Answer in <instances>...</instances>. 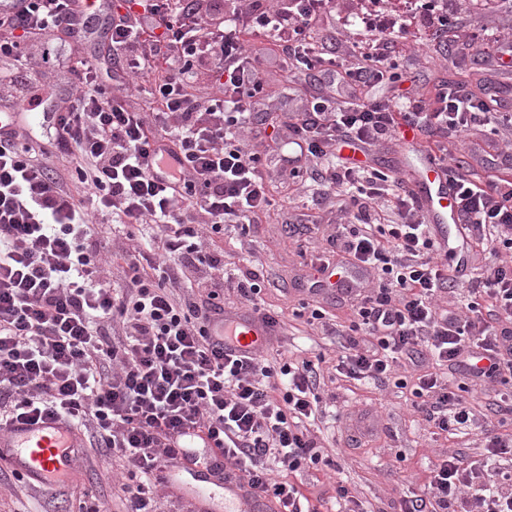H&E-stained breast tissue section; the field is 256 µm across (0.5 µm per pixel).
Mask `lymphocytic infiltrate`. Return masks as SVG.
Segmentation results:
<instances>
[{"label":"lymphocytic infiltrate","instance_id":"obj_1","mask_svg":"<svg viewBox=\"0 0 512 512\" xmlns=\"http://www.w3.org/2000/svg\"><path fill=\"white\" fill-rule=\"evenodd\" d=\"M333 10L334 0H100L92 9L19 0L0 10L1 62L22 58L34 34L88 35L97 11L108 17L113 68L150 79L153 108L133 110L100 80L99 65L69 57L66 105L40 140L12 113L16 81L0 75V432L50 418L90 435L128 472L124 512H156L151 476L198 448L221 453L280 512H304L296 477L323 459L305 425L320 403L315 364L270 363L224 333L225 288L254 304L260 276L227 273L219 240L225 225L254 223L270 206L248 143L268 92L245 33L272 39L282 67L332 73L348 91L288 115L292 145L321 162V194L355 188L318 271L340 250L342 273L381 280L344 291L356 319L337 372L383 381L409 366L427 419L464 435L478 425L469 386L512 380V183L470 181L448 160L467 240L493 260L470 302L445 305L448 257L414 194L391 192L379 171L340 156L397 138L403 123L454 137L491 123L484 100L452 85L433 107L408 93L391 105L355 101L393 79L392 39L410 31L425 45L440 40L448 10L398 0L390 18L358 12L366 38L351 64L326 56L310 33ZM204 84L218 95H201ZM169 156L178 166L163 182L154 171ZM427 360L459 383L421 371ZM270 458L282 478L271 477ZM401 512H512V439L490 438L478 459L443 453Z\"/></svg>","mask_w":512,"mask_h":512}]
</instances>
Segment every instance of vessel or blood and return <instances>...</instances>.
Returning <instances> with one entry per match:
<instances>
[{
  "label": "vessel or blood",
  "mask_w": 512,
  "mask_h": 512,
  "mask_svg": "<svg viewBox=\"0 0 512 512\" xmlns=\"http://www.w3.org/2000/svg\"><path fill=\"white\" fill-rule=\"evenodd\" d=\"M418 180L415 197L431 228L437 244L449 243L448 224L454 219L456 186L449 181L442 165L430 154H422L416 167ZM238 347L254 349L260 344L266 329L254 314L243 312L233 317L230 326ZM78 445L75 435L63 424L45 420L16 426L0 434V456L17 470L38 482H56L71 471L73 448ZM224 459L213 456L205 465L193 466L198 483L194 489L196 512H207L206 504L213 495L212 476L224 478V501L229 512H271L270 500L258 499L232 476L222 475Z\"/></svg>",
  "instance_id": "vessel-or-blood-1"
}]
</instances>
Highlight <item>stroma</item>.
Wrapping results in <instances>:
<instances>
[{
	"instance_id": "obj_1",
	"label": "stroma",
	"mask_w": 512,
	"mask_h": 512,
	"mask_svg": "<svg viewBox=\"0 0 512 512\" xmlns=\"http://www.w3.org/2000/svg\"><path fill=\"white\" fill-rule=\"evenodd\" d=\"M465 5V10L448 15L449 24L455 28L453 42L435 48L419 43L415 37H406V56L411 63L401 66L400 81L363 90V97L380 101L410 91L431 104L448 84L458 85L479 98L496 84L504 89L497 112L512 114V82L470 48L473 36L486 31L512 36V9L488 8L486 0H465ZM352 8V0H336L335 18L319 23L315 37L334 33L332 45L340 51L347 39L362 38L358 20L349 16ZM43 50V44L36 39L27 46V69L38 73L39 79L26 86L25 94L37 97L42 110L55 112L64 104L62 90L67 72L46 59ZM265 77L276 97L253 114L251 144L260 153H269L271 148L265 135L271 119L282 111L301 108L310 94L330 90L328 78L315 71L291 78L269 63ZM362 162L401 183L403 189H410L399 142L372 147ZM294 170L306 178L316 175L313 161L272 155L263 174L273 194V204L268 213L260 215L255 235L237 230L225 232L226 259L241 269L253 264L264 274L258 304L279 316L265 356L286 352L318 362L317 392L327 414L312 422L310 430L324 442L330 458L339 463L345 485L362 502L365 512H399L403 496L421 492L428 469L449 445L470 452L482 446L484 429L498 434L511 432L512 410L500 402L496 386H475L471 403L481 427L456 437L429 423L413 407L410 391L396 387L394 382L354 385L336 375L334 365L342 337L308 324L300 311L306 305L323 309L339 327L349 325L352 319L351 304L337 301L332 289L312 288L311 261L325 247L338 215L333 202L320 198L317 191L291 196L289 174ZM119 477V466L103 462L98 449L90 447L81 449L73 474L55 492L39 485L31 490L18 489L12 468L6 464L0 466V512H78L88 494L99 498L106 512H121Z\"/></svg>"
}]
</instances>
